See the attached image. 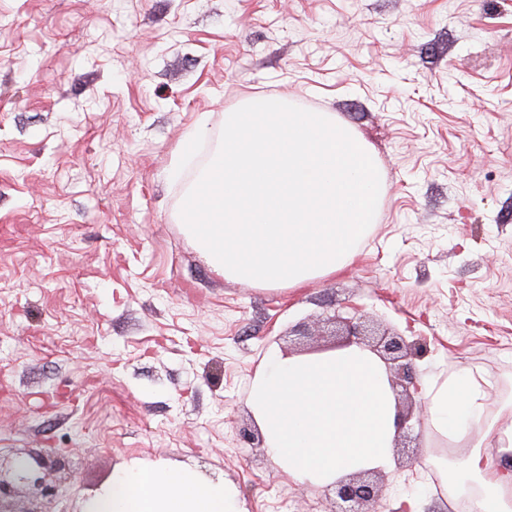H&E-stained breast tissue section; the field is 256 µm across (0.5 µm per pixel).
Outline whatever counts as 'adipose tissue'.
Listing matches in <instances>:
<instances>
[{
	"instance_id": "adipose-tissue-1",
	"label": "adipose tissue",
	"mask_w": 512,
	"mask_h": 512,
	"mask_svg": "<svg viewBox=\"0 0 512 512\" xmlns=\"http://www.w3.org/2000/svg\"><path fill=\"white\" fill-rule=\"evenodd\" d=\"M490 382L468 369L422 385L433 428L470 444L493 434L501 459L480 451L457 460L452 477L474 493L477 512H512V423L488 411ZM250 412L268 452L303 481L327 485L356 470L388 467L398 408L384 364L353 344L303 356H278L257 376ZM86 512H240L235 492L185 466L131 462L92 497Z\"/></svg>"
}]
</instances>
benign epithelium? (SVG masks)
Masks as SVG:
<instances>
[{
  "label": "benign epithelium",
  "mask_w": 512,
  "mask_h": 512,
  "mask_svg": "<svg viewBox=\"0 0 512 512\" xmlns=\"http://www.w3.org/2000/svg\"><path fill=\"white\" fill-rule=\"evenodd\" d=\"M328 322L333 324L331 335L342 337L343 344H360L377 355L387 369H396L390 380L397 399H410L418 391L415 353L401 335L378 334L361 317L344 319L335 315ZM414 419L420 416L412 410L399 411V440H417L413 435ZM368 475L367 471L359 472L334 483L330 512H372L369 506L378 499L380 488ZM61 483V466L43 456L24 465L0 457V512H44L42 500L58 495Z\"/></svg>",
  "instance_id": "1"
}]
</instances>
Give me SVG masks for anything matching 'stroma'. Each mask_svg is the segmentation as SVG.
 <instances>
[{"instance_id":"1","label":"stroma","mask_w":512,"mask_h":512,"mask_svg":"<svg viewBox=\"0 0 512 512\" xmlns=\"http://www.w3.org/2000/svg\"><path fill=\"white\" fill-rule=\"evenodd\" d=\"M301 101L354 128L385 192L349 263L299 288L216 273L187 190L225 113ZM362 312L493 384L512 421V0H0V452L64 459L79 512L130 459L224 480L243 512H326L255 429L274 353ZM377 512H470L423 422Z\"/></svg>"}]
</instances>
